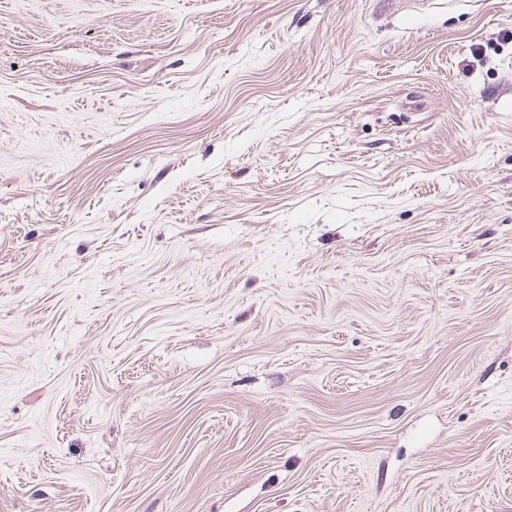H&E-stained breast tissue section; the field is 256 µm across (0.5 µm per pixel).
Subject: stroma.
<instances>
[{"mask_svg":"<svg viewBox=\"0 0 512 512\" xmlns=\"http://www.w3.org/2000/svg\"><path fill=\"white\" fill-rule=\"evenodd\" d=\"M0 512H512V0H0Z\"/></svg>","mask_w":512,"mask_h":512,"instance_id":"obj_1","label":"stroma"}]
</instances>
